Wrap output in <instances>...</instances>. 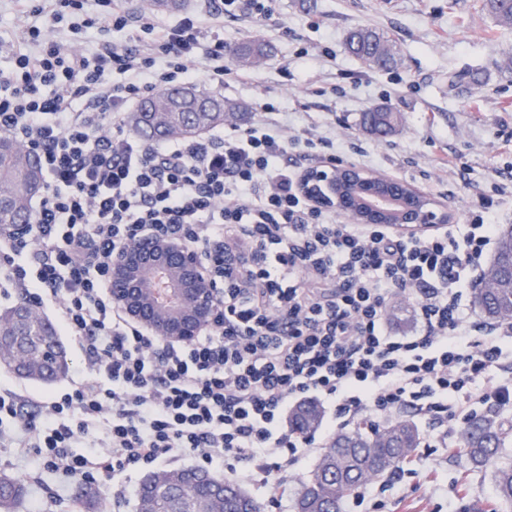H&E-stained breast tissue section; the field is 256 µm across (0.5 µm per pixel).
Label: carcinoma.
<instances>
[{"label": "carcinoma", "instance_id": "obj_1", "mask_svg": "<svg viewBox=\"0 0 512 512\" xmlns=\"http://www.w3.org/2000/svg\"><path fill=\"white\" fill-rule=\"evenodd\" d=\"M186 0H148L158 13H176ZM484 7L502 27H512V0H483ZM346 51L359 60L384 69L395 62L392 39L373 30L349 31ZM268 54L259 37L241 43L235 52L237 64L246 66ZM239 108L224 98L194 87L174 96L163 90L143 99L129 113L128 126L149 142L169 138H196L224 125ZM398 113L377 106L361 114L360 125L370 135L385 137L396 132ZM37 156L10 134H0V227L29 224L30 204L41 188ZM481 279L488 288L475 296L484 316L491 322H512V230L499 232L492 260ZM16 337L15 355L0 361V367L17 377L50 385L64 378L69 369L65 348L57 329L37 309L19 301L0 312V333ZM322 412L314 404L295 409L289 416L290 431L304 436L321 423ZM502 429L487 418L470 421L463 429L457 452L474 468L494 469L499 498L512 502V465L500 466L498 459L505 445ZM420 445L415 424L407 419L391 422L380 429L359 423L350 432L335 434L319 457L309 477L301 483L294 512H342V504L352 492L366 483V469L381 463L378 477L391 475L411 458ZM24 490L22 481L0 473V509L9 512ZM136 498L139 512H195L200 500L209 502L208 512H261L262 505L235 483L217 485L205 470L166 468L146 474L139 482Z\"/></svg>", "mask_w": 512, "mask_h": 512}]
</instances>
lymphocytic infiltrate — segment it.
<instances>
[{"label": "lymphocytic infiltrate", "mask_w": 512, "mask_h": 512, "mask_svg": "<svg viewBox=\"0 0 512 512\" xmlns=\"http://www.w3.org/2000/svg\"><path fill=\"white\" fill-rule=\"evenodd\" d=\"M201 2L160 24L122 0H23L0 132L35 151L44 187L32 224L0 229V297L52 309L85 374L30 411L0 387V447L75 483L197 456L272 490V473L317 445L285 426L304 400L330 404L332 431L409 407L447 447L476 405L512 402V323L477 336L464 311L495 244L492 200L464 230L406 238L303 196L297 163L334 153L326 138L265 123L155 146L126 134L135 100L201 72L223 87L225 15L270 12ZM153 231L193 246L212 279L222 320L188 344H158L110 297L113 259ZM400 296L413 308L403 333L388 318Z\"/></svg>", "instance_id": "lymphocytic-infiltrate-1"}]
</instances>
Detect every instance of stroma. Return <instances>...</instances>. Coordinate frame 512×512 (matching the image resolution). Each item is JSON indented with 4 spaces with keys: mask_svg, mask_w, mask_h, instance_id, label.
<instances>
[{
    "mask_svg": "<svg viewBox=\"0 0 512 512\" xmlns=\"http://www.w3.org/2000/svg\"><path fill=\"white\" fill-rule=\"evenodd\" d=\"M270 19L224 21V58L233 74L220 94L241 106L244 125L281 121L288 134L312 129L333 142L344 164L397 178L447 207L457 224L470 223L480 197L512 181V28L497 24L481 0H271ZM367 27L396 43L397 63L377 69L349 56V30ZM258 37L268 58L236 65L234 52ZM474 75L473 83L449 91L448 77ZM273 111H263V104ZM385 104L401 116L398 130L383 139L367 134L359 119ZM309 456L281 479L278 494L264 485L241 486L263 512H293L294 498L314 464ZM437 468L436 479L427 471ZM0 472L23 480L25 497L11 512H78L77 484L30 470L28 460L0 447ZM142 478L95 488L97 512H136ZM382 507L347 498L343 512H512L495 493L493 471L466 469L454 449L432 447L421 436L411 467L382 496Z\"/></svg>",
    "mask_w": 512,
    "mask_h": 512,
    "instance_id": "1",
    "label": "stroma"
}]
</instances>
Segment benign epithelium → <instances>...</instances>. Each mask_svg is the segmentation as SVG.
I'll use <instances>...</instances> for the list:
<instances>
[{
	"instance_id": "benign-epithelium-1",
	"label": "benign epithelium",
	"mask_w": 512,
	"mask_h": 512,
	"mask_svg": "<svg viewBox=\"0 0 512 512\" xmlns=\"http://www.w3.org/2000/svg\"><path fill=\"white\" fill-rule=\"evenodd\" d=\"M370 182L379 176L349 165L328 164L311 172L303 192L313 201L333 206L352 216L347 198L330 191L336 175ZM390 193L366 195L357 222L368 223L382 214L402 211L397 225L405 234L421 233L437 224H448V211L423 195L415 187L388 179ZM164 272L173 302H159L155 276ZM112 301L127 316L163 344H186L213 326L218 320L214 293L197 252L183 240L172 236L146 234L133 248L112 262L109 284Z\"/></svg>"
}]
</instances>
